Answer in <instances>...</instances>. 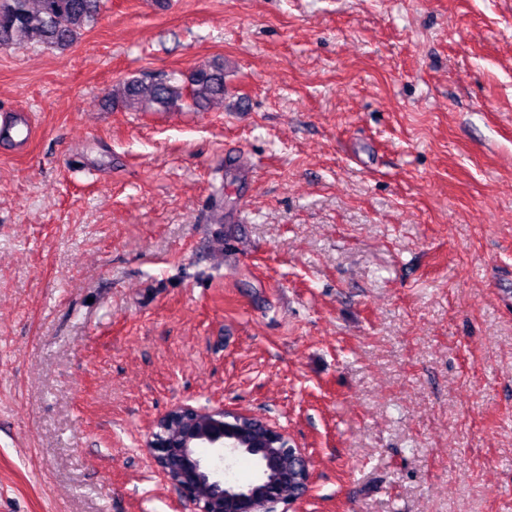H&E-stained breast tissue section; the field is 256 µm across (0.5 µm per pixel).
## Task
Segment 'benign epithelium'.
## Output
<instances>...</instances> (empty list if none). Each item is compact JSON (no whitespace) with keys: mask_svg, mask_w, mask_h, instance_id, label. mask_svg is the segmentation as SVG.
I'll list each match as a JSON object with an SVG mask.
<instances>
[{"mask_svg":"<svg viewBox=\"0 0 512 512\" xmlns=\"http://www.w3.org/2000/svg\"><path fill=\"white\" fill-rule=\"evenodd\" d=\"M269 430L280 445V455L303 457L284 432L273 426ZM148 447L158 471L193 505L194 512H277L278 504L302 498L285 492L290 476L274 455L256 464L252 481L231 485L210 461L196 452L187 453L189 448H210L221 460L242 453L244 433L224 420L222 407L172 408L155 421Z\"/></svg>","mask_w":512,"mask_h":512,"instance_id":"7a95c632","label":"benign epithelium"}]
</instances>
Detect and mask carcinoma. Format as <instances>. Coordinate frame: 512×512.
<instances>
[{
	"instance_id": "obj_1",
	"label": "carcinoma",
	"mask_w": 512,
	"mask_h": 512,
	"mask_svg": "<svg viewBox=\"0 0 512 512\" xmlns=\"http://www.w3.org/2000/svg\"><path fill=\"white\" fill-rule=\"evenodd\" d=\"M105 0H0V47L37 43L65 50L96 24ZM224 98V63L194 68L178 88L164 79L141 77L114 85L111 105L139 112L203 111Z\"/></svg>"
}]
</instances>
